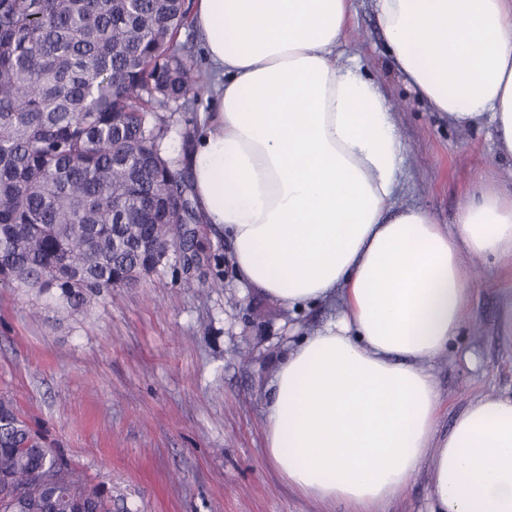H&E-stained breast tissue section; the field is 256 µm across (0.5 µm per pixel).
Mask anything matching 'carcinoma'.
I'll return each instance as SVG.
<instances>
[{
	"instance_id": "cac0c4a2",
	"label": "carcinoma",
	"mask_w": 512,
	"mask_h": 512,
	"mask_svg": "<svg viewBox=\"0 0 512 512\" xmlns=\"http://www.w3.org/2000/svg\"><path fill=\"white\" fill-rule=\"evenodd\" d=\"M185 0H0V284L87 310L205 260L188 167L163 113L214 76L177 43ZM0 398V512H109L97 487Z\"/></svg>"
}]
</instances>
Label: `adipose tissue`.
<instances>
[{"mask_svg":"<svg viewBox=\"0 0 512 512\" xmlns=\"http://www.w3.org/2000/svg\"><path fill=\"white\" fill-rule=\"evenodd\" d=\"M395 70L431 111L489 122L512 158V0H373ZM353 0H195L217 74L188 164L242 286L337 316L280 358L265 453L333 512H383L428 467L430 512H512V395L439 435L433 362L470 310L467 258L512 270V192L477 186L454 227L395 200L403 146L379 85L336 53Z\"/></svg>","mask_w":512,"mask_h":512,"instance_id":"adipose-tissue-1","label":"adipose tissue"}]
</instances>
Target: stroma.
<instances>
[{
	"label": "stroma",
	"instance_id": "1",
	"mask_svg": "<svg viewBox=\"0 0 512 512\" xmlns=\"http://www.w3.org/2000/svg\"><path fill=\"white\" fill-rule=\"evenodd\" d=\"M342 50L395 116L399 204L452 225L476 180L512 190V160L498 157L491 125L453 126L403 82L371 0H355ZM209 109L204 93L194 110L167 113L171 151L186 154L184 133H197ZM199 240L207 263L187 272L171 252L158 274L69 316L49 298L0 286V396L111 496L112 512H320L266 459L262 421L292 330L311 334L337 311L293 310L241 287L229 240L211 224ZM473 266L462 332L432 365L443 433L472 399L512 394V346L498 325L506 283L482 261ZM188 277L197 289L185 288Z\"/></svg>",
	"mask_w": 512,
	"mask_h": 512
}]
</instances>
